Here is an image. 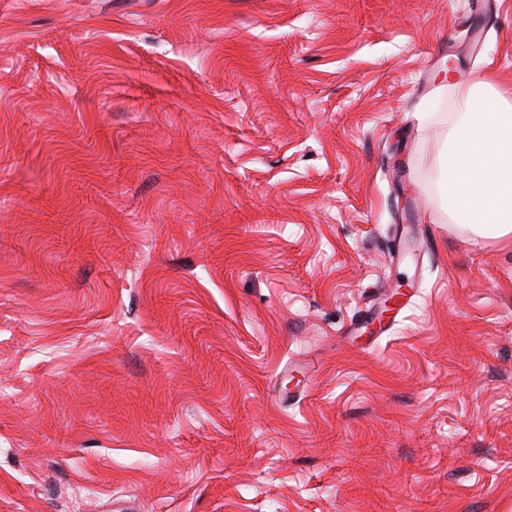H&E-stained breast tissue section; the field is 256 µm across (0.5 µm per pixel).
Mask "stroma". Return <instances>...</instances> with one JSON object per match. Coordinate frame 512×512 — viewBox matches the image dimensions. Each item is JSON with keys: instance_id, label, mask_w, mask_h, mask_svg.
<instances>
[{"instance_id": "1", "label": "stroma", "mask_w": 512, "mask_h": 512, "mask_svg": "<svg viewBox=\"0 0 512 512\" xmlns=\"http://www.w3.org/2000/svg\"><path fill=\"white\" fill-rule=\"evenodd\" d=\"M479 79L512 0H0V512H512ZM477 83L448 130L443 175L448 213L480 237L512 233V103Z\"/></svg>"}]
</instances>
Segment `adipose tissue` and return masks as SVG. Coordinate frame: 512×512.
<instances>
[{
	"mask_svg": "<svg viewBox=\"0 0 512 512\" xmlns=\"http://www.w3.org/2000/svg\"><path fill=\"white\" fill-rule=\"evenodd\" d=\"M477 83L448 131L443 175L449 214L484 238L512 234V102Z\"/></svg>",
	"mask_w": 512,
	"mask_h": 512,
	"instance_id": "1",
	"label": "adipose tissue"
}]
</instances>
